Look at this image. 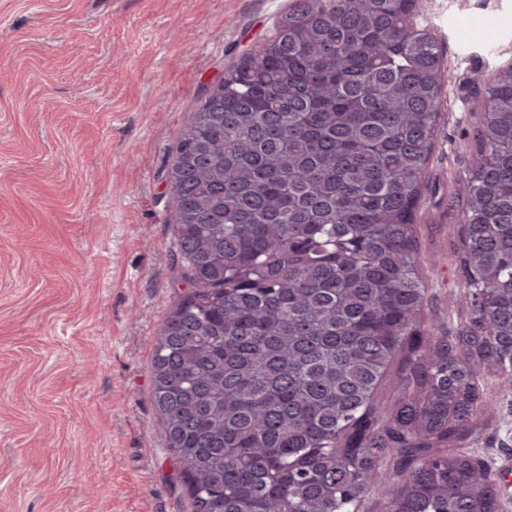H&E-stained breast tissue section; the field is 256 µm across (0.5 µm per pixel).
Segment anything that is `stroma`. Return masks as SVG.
<instances>
[{
  "label": "stroma",
  "mask_w": 512,
  "mask_h": 512,
  "mask_svg": "<svg viewBox=\"0 0 512 512\" xmlns=\"http://www.w3.org/2000/svg\"><path fill=\"white\" fill-rule=\"evenodd\" d=\"M295 0H0V512H192L152 399L181 291L167 170L206 87ZM444 54L416 215L425 321L464 289L448 205L483 79L512 64V0H420ZM461 450L512 512V381Z\"/></svg>",
  "instance_id": "stroma-1"
}]
</instances>
